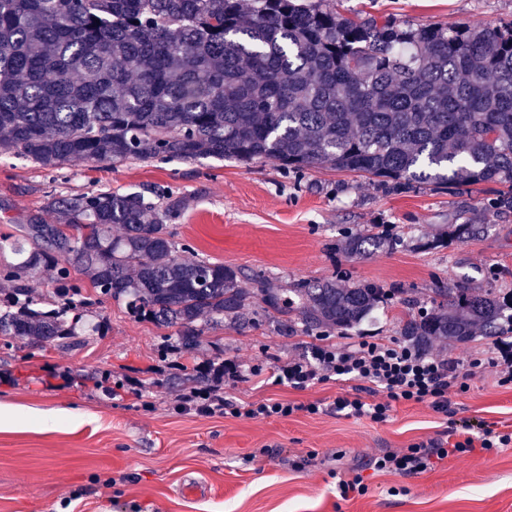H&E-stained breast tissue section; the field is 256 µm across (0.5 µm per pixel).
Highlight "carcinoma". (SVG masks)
<instances>
[{"label":"carcinoma","instance_id":"1","mask_svg":"<svg viewBox=\"0 0 512 512\" xmlns=\"http://www.w3.org/2000/svg\"><path fill=\"white\" fill-rule=\"evenodd\" d=\"M57 168L122 163L269 160L288 174L324 166L366 173L387 193L428 180L502 185L487 207L512 212V22L401 29L340 17L325 0H0V157ZM190 205L172 193L96 191L53 196L62 219L27 217L0 235V341L70 350L98 322L74 273L138 319L173 329V350L195 352L209 326L250 324L244 310L295 311L309 335L357 330L388 295L332 279L245 288L244 273L186 260L169 221ZM118 226L121 232L112 233ZM486 224H450L463 243ZM402 235L383 224L345 231L350 256L391 252ZM49 272L53 296L34 288ZM399 335L425 348L480 332L512 335V293L431 289L430 307L399 288ZM214 363L184 369L187 389Z\"/></svg>","mask_w":512,"mask_h":512}]
</instances>
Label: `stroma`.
<instances>
[{
	"instance_id": "35a3bbf8",
	"label": "stroma",
	"mask_w": 512,
	"mask_h": 512,
	"mask_svg": "<svg viewBox=\"0 0 512 512\" xmlns=\"http://www.w3.org/2000/svg\"><path fill=\"white\" fill-rule=\"evenodd\" d=\"M344 17L390 19L403 28L512 21V0H328ZM172 191L190 207L172 223L198 258L244 269L274 288L303 280L360 281L427 299L437 283L512 292V212L484 208L495 184L451 189L433 181L385 194L375 180L324 167L292 176L270 161L205 164L73 161L43 168L0 158V233L27 215L57 223L50 196L88 191ZM389 224L405 244L346 255L339 231ZM450 224H485V235L435 249ZM104 331L67 352L0 344V512H512V447L475 449L410 476L379 472L373 458L419 441L447 440L450 421L480 420L512 432V388L492 373L453 398L450 414L397 404L382 423L317 415L251 420L201 417L178 408L184 389L159 350L166 329L135 319L124 304L101 307ZM296 312H270L246 329L205 331L192 365L216 354L243 367L269 366L305 351ZM108 378L106 396L83 381ZM351 383L303 391L247 381L227 389L236 403L264 399L332 403ZM359 473L366 494L341 499L337 474ZM204 493L182 494L185 477Z\"/></svg>"
}]
</instances>
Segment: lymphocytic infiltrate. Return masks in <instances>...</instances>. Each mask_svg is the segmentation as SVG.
Here are the masks:
<instances>
[{
    "label": "lymphocytic infiltrate",
    "mask_w": 512,
    "mask_h": 512,
    "mask_svg": "<svg viewBox=\"0 0 512 512\" xmlns=\"http://www.w3.org/2000/svg\"><path fill=\"white\" fill-rule=\"evenodd\" d=\"M493 370L499 386H512V343L496 340L488 357L460 361L451 356L434 354L408 343L384 341L373 336L339 344L320 337L309 349L286 361L268 367L243 371L234 360H225L223 369L215 370L211 385L198 392L184 394L180 406L201 415L224 412L235 417L265 419L287 418L296 413H319L318 402L266 399L234 405L224 400V391L253 379L265 385H285L304 390L315 384L362 381L371 384L368 395L345 393L333 402L337 414L347 418L387 421L398 403H427L436 411L447 412L453 397L468 392L472 378ZM457 441L449 444L420 442L374 458L372 465L380 472L399 475L418 474L433 461L470 453L481 448L512 446V432L502 433L482 423H454Z\"/></svg>",
    "instance_id": "lymphocytic-infiltrate-1"
}]
</instances>
